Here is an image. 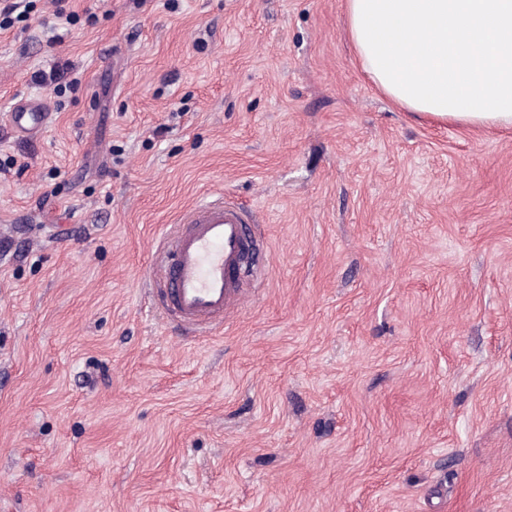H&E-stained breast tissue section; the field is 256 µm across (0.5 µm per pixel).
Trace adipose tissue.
<instances>
[{
	"label": "adipose tissue",
	"mask_w": 512,
	"mask_h": 512,
	"mask_svg": "<svg viewBox=\"0 0 512 512\" xmlns=\"http://www.w3.org/2000/svg\"><path fill=\"white\" fill-rule=\"evenodd\" d=\"M346 34L405 111L512 127V0H345Z\"/></svg>",
	"instance_id": "obj_1"
}]
</instances>
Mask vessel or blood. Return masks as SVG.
<instances>
[{
    "label": "vessel or blood",
    "instance_id": "1",
    "mask_svg": "<svg viewBox=\"0 0 512 512\" xmlns=\"http://www.w3.org/2000/svg\"><path fill=\"white\" fill-rule=\"evenodd\" d=\"M52 117L48 101L14 105L0 114L21 136H36ZM171 260L155 295L162 316L174 327L210 329L223 324L268 261L247 216L223 199L201 200L180 219Z\"/></svg>",
    "mask_w": 512,
    "mask_h": 512
}]
</instances>
